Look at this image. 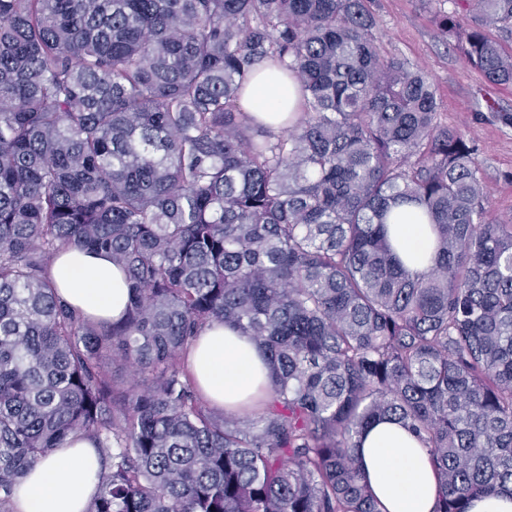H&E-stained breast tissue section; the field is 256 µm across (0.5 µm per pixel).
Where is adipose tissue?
Returning <instances> with one entry per match:
<instances>
[{
	"label": "adipose tissue",
	"mask_w": 512,
	"mask_h": 512,
	"mask_svg": "<svg viewBox=\"0 0 512 512\" xmlns=\"http://www.w3.org/2000/svg\"><path fill=\"white\" fill-rule=\"evenodd\" d=\"M264 99L269 110L288 105L300 110L296 89L257 78L244 100L254 107ZM402 220L391 225L390 238L414 272L431 267L434 235L416 219L414 208H402ZM51 272L61 296L84 313L117 319L129 297L124 272L109 256L66 250L52 262ZM188 368L212 404L223 406L254 392L268 368L257 346L229 326L204 329L187 352ZM364 477L381 512H434L439 494L436 473L420 443L398 422L382 420L363 435L358 450ZM99 466L94 446L81 441L52 451L15 490V512H84L97 486Z\"/></svg>",
	"instance_id": "ef3b65f1"
}]
</instances>
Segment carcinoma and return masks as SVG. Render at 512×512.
<instances>
[{
	"label": "carcinoma",
	"instance_id": "cac0c4a2",
	"mask_svg": "<svg viewBox=\"0 0 512 512\" xmlns=\"http://www.w3.org/2000/svg\"><path fill=\"white\" fill-rule=\"evenodd\" d=\"M437 27L497 86L512 0ZM373 0H0V512L86 439V512H379L357 442L393 418L426 449L436 512L512 491V222L487 218L477 148L429 76L382 58ZM261 72L300 87L280 132ZM414 205L436 259L388 239ZM107 252L117 321L71 306L63 248ZM268 383L210 406L185 365L206 326ZM285 91L283 87L275 80L260 76L250 88V92L244 100V104L251 111L254 109L255 100L262 97L270 111L278 110L283 102Z\"/></svg>",
	"mask_w": 512,
	"mask_h": 512
}]
</instances>
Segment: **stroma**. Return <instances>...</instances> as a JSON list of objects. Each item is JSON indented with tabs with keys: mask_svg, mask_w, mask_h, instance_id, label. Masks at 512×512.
I'll use <instances>...</instances> for the list:
<instances>
[{
	"mask_svg": "<svg viewBox=\"0 0 512 512\" xmlns=\"http://www.w3.org/2000/svg\"><path fill=\"white\" fill-rule=\"evenodd\" d=\"M374 34L381 54L403 57L433 79L440 100L438 120L474 140L484 173L489 218L512 220V86L489 85L461 51L444 44L436 25L451 0H374Z\"/></svg>",
	"mask_w": 512,
	"mask_h": 512,
	"instance_id": "1",
	"label": "stroma"
}]
</instances>
